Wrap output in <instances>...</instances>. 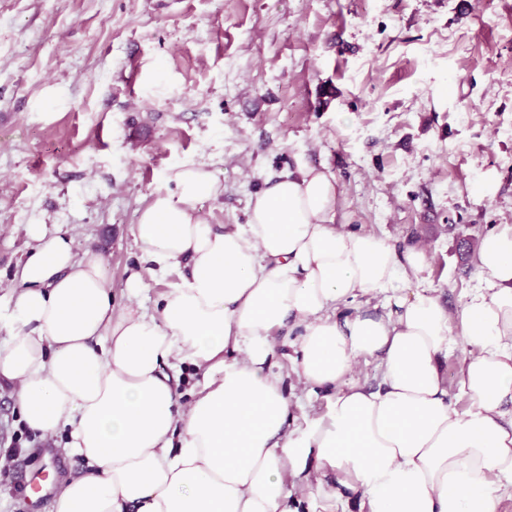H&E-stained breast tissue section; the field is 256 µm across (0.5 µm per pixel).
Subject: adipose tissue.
Masks as SVG:
<instances>
[{
    "label": "adipose tissue",
    "mask_w": 512,
    "mask_h": 512,
    "mask_svg": "<svg viewBox=\"0 0 512 512\" xmlns=\"http://www.w3.org/2000/svg\"><path fill=\"white\" fill-rule=\"evenodd\" d=\"M167 179L174 190L135 226L155 271L184 270L155 314L115 313L100 256L28 229L0 381L19 385L30 429L68 428L66 451L88 466L52 512H290L295 483L329 480L357 512H498L512 486V225L480 237L478 282L453 313L416 282L423 248L336 227L327 168L282 173L234 228L197 213L217 192L210 172L183 165ZM364 295L382 297V313L341 315ZM460 340L462 412L442 367ZM281 345L301 382L333 391L327 415L294 432L267 367ZM367 357L374 390L351 380ZM173 361L202 375L179 413Z\"/></svg>",
    "instance_id": "obj_1"
}]
</instances>
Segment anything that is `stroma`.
Returning <instances> with one entry per match:
<instances>
[{
  "mask_svg": "<svg viewBox=\"0 0 512 512\" xmlns=\"http://www.w3.org/2000/svg\"><path fill=\"white\" fill-rule=\"evenodd\" d=\"M208 170L214 226L299 165L327 166L336 225L419 246V282L458 310L482 234L512 224V0H0V343L28 227L103 260L115 310L140 274L139 211L175 166ZM289 430L325 415L277 360ZM0 388V512H47L84 462ZM42 476L32 499L28 484Z\"/></svg>",
  "mask_w": 512,
  "mask_h": 512,
  "instance_id": "obj_1",
  "label": "stroma"
}]
</instances>
